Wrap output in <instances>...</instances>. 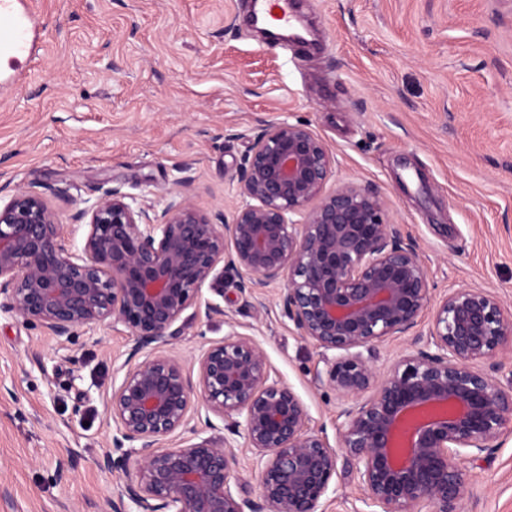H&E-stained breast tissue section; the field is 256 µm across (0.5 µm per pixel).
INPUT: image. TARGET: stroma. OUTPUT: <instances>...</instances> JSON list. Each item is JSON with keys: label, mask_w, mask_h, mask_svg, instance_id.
<instances>
[{"label": "stroma", "mask_w": 512, "mask_h": 512, "mask_svg": "<svg viewBox=\"0 0 512 512\" xmlns=\"http://www.w3.org/2000/svg\"><path fill=\"white\" fill-rule=\"evenodd\" d=\"M37 62L0 94V201L67 190L60 221L108 187L163 208L179 193L229 211L249 143L238 131L302 121L331 148L329 188L374 186L414 241L435 296L495 291L512 308V0H295L311 42L263 40L253 0H31ZM225 317L206 319V302ZM170 348L193 361L252 335L274 378L339 446L340 401L315 379L319 348L297 336L274 293L245 305L234 277L203 288ZM128 356L124 332L77 329L57 347L0 313V512H100L128 475L106 411ZM459 512H512V436L468 464Z\"/></svg>", "instance_id": "stroma-1"}]
</instances>
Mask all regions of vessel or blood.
<instances>
[{
	"label": "vessel or blood",
	"mask_w": 512,
	"mask_h": 512,
	"mask_svg": "<svg viewBox=\"0 0 512 512\" xmlns=\"http://www.w3.org/2000/svg\"><path fill=\"white\" fill-rule=\"evenodd\" d=\"M0 15L7 18L0 26V61L7 62L16 78H24L26 67L40 50L41 23L28 0H0Z\"/></svg>",
	"instance_id": "vessel-or-blood-1"
}]
</instances>
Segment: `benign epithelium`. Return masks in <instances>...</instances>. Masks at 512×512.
Segmentation results:
<instances>
[{
    "instance_id": "benign-epithelium-1",
    "label": "benign epithelium",
    "mask_w": 512,
    "mask_h": 512,
    "mask_svg": "<svg viewBox=\"0 0 512 512\" xmlns=\"http://www.w3.org/2000/svg\"><path fill=\"white\" fill-rule=\"evenodd\" d=\"M237 137L250 142L240 200L218 224L181 194L158 212L112 187L73 215L87 227L74 247L41 193L19 189L0 205V310L59 345L79 327L128 329L127 370L107 400L123 453L102 466L136 468L102 512H126L127 500L136 512H319L341 458L371 512H457L464 462L512 435V384L479 368L501 366L512 310L485 288L434 299L418 246L388 221L381 195L352 182L327 189L336 159L308 125ZM227 275L259 306L263 289L284 284L281 313L322 349L316 379L342 401L340 447L235 324L189 366L170 354L185 311L206 286L224 296ZM431 307L428 333L379 371V344ZM197 400L206 425L224 420V444L168 447L176 431L196 432ZM238 437L259 477L255 498L237 475Z\"/></svg>"
}]
</instances>
